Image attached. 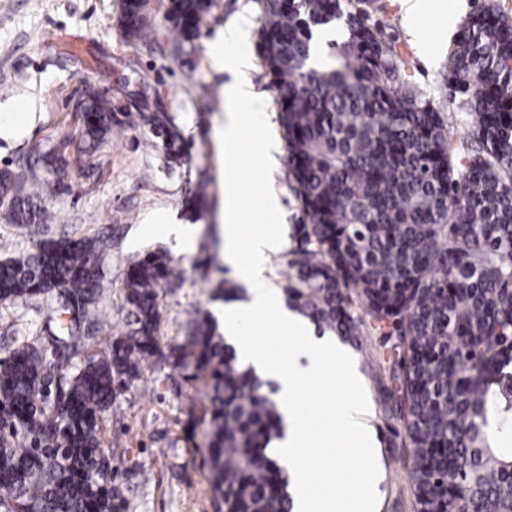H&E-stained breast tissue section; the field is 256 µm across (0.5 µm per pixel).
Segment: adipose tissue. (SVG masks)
Returning <instances> with one entry per match:
<instances>
[{
	"label": "adipose tissue",
	"mask_w": 512,
	"mask_h": 512,
	"mask_svg": "<svg viewBox=\"0 0 512 512\" xmlns=\"http://www.w3.org/2000/svg\"><path fill=\"white\" fill-rule=\"evenodd\" d=\"M217 67L234 73L235 79L224 88L228 114L222 137L229 162L224 167L223 261L234 280L248 290L244 301L225 303L224 338L235 349L239 362L252 367L261 379L277 386L275 398L282 416L283 434L273 439L269 451L288 470L292 512H351L350 503H338L333 488L351 482L363 512H373L377 488L378 462L375 433L360 420L366 403L357 392L358 378L347 349L332 335H316L313 325L289 311L280 294L271 288L266 276L270 256L287 244L288 226L279 197L267 194L264 210L268 223L262 231H251L240 222L244 196L237 147L240 117L236 106L253 99L255 93L246 78L247 57L216 52ZM272 318L288 336L287 357L273 356L258 338L254 326ZM336 371L345 389L354 393L334 414L333 421L312 429L307 414L298 402L302 387L319 383L327 371ZM354 450L359 458L360 476L349 481L341 459L323 464L325 449Z\"/></svg>",
	"instance_id": "obj_1"
}]
</instances>
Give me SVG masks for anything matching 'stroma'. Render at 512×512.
<instances>
[{
	"instance_id": "stroma-1",
	"label": "stroma",
	"mask_w": 512,
	"mask_h": 512,
	"mask_svg": "<svg viewBox=\"0 0 512 512\" xmlns=\"http://www.w3.org/2000/svg\"><path fill=\"white\" fill-rule=\"evenodd\" d=\"M483 3L432 0L411 31L401 0H372L367 6L371 21L394 40L405 62L407 89L431 101L456 138L466 131V116L444 86L450 45L443 42L437 19L445 11L470 14ZM119 13L120 0H0V170L25 163L37 147L55 149L66 162V189L38 199V206L52 216L41 227V237L111 235L112 250L102 261L108 294L97 332L101 349L125 329L127 268L148 252H169L182 277L180 287L160 291L164 343L180 342L194 311L217 308L211 291L230 277L220 256L225 158L216 134L226 117L224 86L230 76L216 68L211 54L218 34L242 16L251 28L231 50L251 59L248 77L261 95L260 102L239 107L242 189L248 195L244 221L261 223L262 199L269 192L279 196L288 224L307 221L284 162L268 165L252 131L253 113L263 112L269 134L282 136L276 93L256 48L260 22L255 0H215L200 38L184 48L178 47L159 6H152L150 34L140 40L121 34ZM420 41L432 46L433 62L418 55ZM91 89L107 95L122 112H137L145 103L166 113L182 137L179 157L169 156L162 134L136 120L113 128L97 173L86 176L80 168L82 114L77 103ZM199 188L205 192L200 213L184 203ZM167 224L195 225L192 252L163 239ZM45 306L39 298L0 305V352L13 341L38 335ZM394 344L393 336L367 324L350 353L368 402L362 420L379 441L376 512H417L412 452L398 413L401 354ZM204 400L203 389L164 365L132 382L113 403L105 428L130 512H212L200 468L203 435L190 438L183 430L189 408H201Z\"/></svg>"
}]
</instances>
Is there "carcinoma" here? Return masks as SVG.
<instances>
[{"label":"carcinoma","mask_w":512,"mask_h":512,"mask_svg":"<svg viewBox=\"0 0 512 512\" xmlns=\"http://www.w3.org/2000/svg\"><path fill=\"white\" fill-rule=\"evenodd\" d=\"M257 48L278 93L288 176L310 219L289 252L288 307L343 340L364 319L394 328L404 363L401 410L420 512H504L512 505V406L495 377L512 365V12L486 0L465 20L448 56L446 84L468 116L454 141L429 100L404 89L403 61L354 0H256ZM213 0H165L180 43L193 44ZM125 0L119 24L147 36L148 13ZM344 23L334 67L311 65L312 32ZM83 113L84 159L92 170L112 127L131 114L92 92ZM142 123L165 126L143 107ZM60 179L34 164L0 171V205L37 237L34 251L0 261V303L44 298L59 331L35 336L0 358V512H128L116 485L103 414L144 371L169 364L207 401L202 466L213 512H290L288 477L267 453L277 402L266 382L239 367L213 317L189 321L181 344L162 346L159 290L180 281L173 260L150 252L125 279L126 330L101 352L108 235L43 239L48 214L33 204ZM83 357L75 373L69 355ZM470 487L445 504L448 478Z\"/></svg>","instance_id":"cac0c4a2"}]
</instances>
